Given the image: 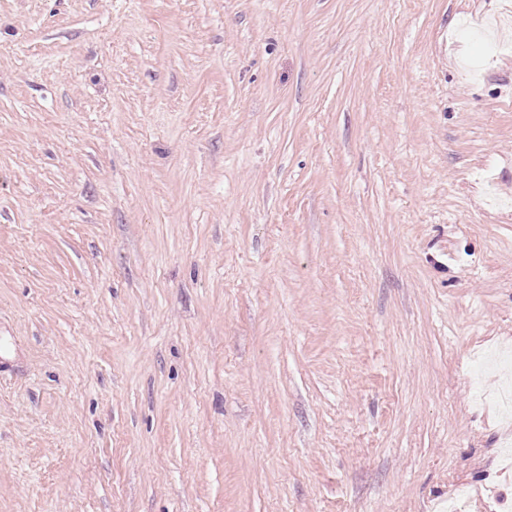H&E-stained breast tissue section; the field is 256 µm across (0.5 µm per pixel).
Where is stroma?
Segmentation results:
<instances>
[{"instance_id":"1","label":"stroma","mask_w":512,"mask_h":512,"mask_svg":"<svg viewBox=\"0 0 512 512\" xmlns=\"http://www.w3.org/2000/svg\"><path fill=\"white\" fill-rule=\"evenodd\" d=\"M512 0H0V512L512 497Z\"/></svg>"}]
</instances>
